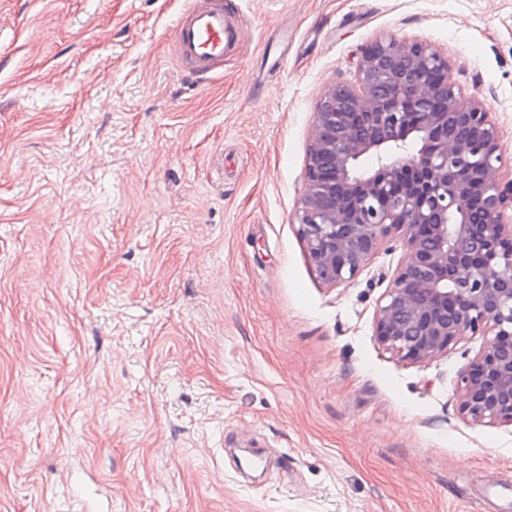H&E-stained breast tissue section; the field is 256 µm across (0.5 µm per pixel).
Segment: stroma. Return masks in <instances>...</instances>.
Returning a JSON list of instances; mask_svg holds the SVG:
<instances>
[{
    "mask_svg": "<svg viewBox=\"0 0 512 512\" xmlns=\"http://www.w3.org/2000/svg\"><path fill=\"white\" fill-rule=\"evenodd\" d=\"M0 0V512H512V425L464 421L485 342L373 334L404 253L316 277L291 217L313 113L362 48L419 38L512 173V0ZM199 7L189 1L183 17L174 24L173 34L177 55L193 71L195 79H208L224 60V50L237 39V30L224 13L222 0H210Z\"/></svg>",
    "mask_w": 512,
    "mask_h": 512,
    "instance_id": "obj_1",
    "label": "stroma"
}]
</instances>
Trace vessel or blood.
Instances as JSON below:
<instances>
[{"instance_id":"b4317fda","label":"vessel or blood","mask_w":512,"mask_h":512,"mask_svg":"<svg viewBox=\"0 0 512 512\" xmlns=\"http://www.w3.org/2000/svg\"><path fill=\"white\" fill-rule=\"evenodd\" d=\"M173 34L178 57L198 79L215 74L225 50L237 39L236 27L226 17L222 0H210L204 7L191 0L182 18L175 22Z\"/></svg>"}]
</instances>
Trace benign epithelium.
I'll return each instance as SVG.
<instances>
[{
    "label": "benign epithelium",
    "mask_w": 512,
    "mask_h": 512,
    "mask_svg": "<svg viewBox=\"0 0 512 512\" xmlns=\"http://www.w3.org/2000/svg\"><path fill=\"white\" fill-rule=\"evenodd\" d=\"M500 150L484 100L461 98L445 55L424 40L381 37L361 52L358 84L335 85L316 104L293 223L330 288L402 240L374 336L408 364L487 337L462 375L458 413L512 425V224L502 223L512 178ZM368 156L376 163L362 171Z\"/></svg>",
    "instance_id": "benign-epithelium-1"
}]
</instances>
